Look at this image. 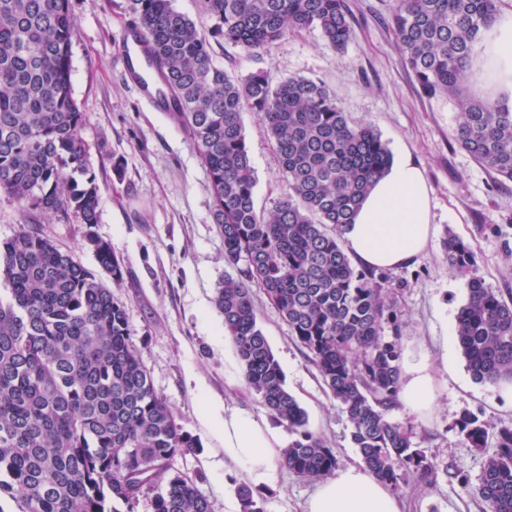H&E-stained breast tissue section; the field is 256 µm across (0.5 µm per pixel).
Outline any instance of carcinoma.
Returning <instances> with one entry per match:
<instances>
[{
  "label": "carcinoma",
  "instance_id": "cac0c4a2",
  "mask_svg": "<svg viewBox=\"0 0 512 512\" xmlns=\"http://www.w3.org/2000/svg\"><path fill=\"white\" fill-rule=\"evenodd\" d=\"M501 0H392L391 26L406 65L427 96L457 101L455 140L501 182H512V112L464 89L480 27ZM204 34L173 0H130L149 37L147 51L172 119L206 169L224 259L240 278L216 288L248 389L296 438L281 453L288 471L310 480L336 473L338 459L307 428L258 325L253 289L287 322L351 424L363 465L397 490L430 482L433 462L412 429L389 419L399 394L402 323L398 291L384 273L354 267L343 233L392 162L381 134L353 121L322 83L291 77L272 85L259 70L235 80L213 62L210 40L246 53L269 52L310 29L337 50L352 35L346 0H200ZM76 35L69 0H0V190L25 216L39 213L85 227V244L118 286L123 267L95 236L99 187L82 136L85 113L70 83ZM265 123L288 182L267 214L242 114ZM448 267L467 277L454 335L478 382L512 383V300L478 274L470 244L450 233ZM458 431L487 456L473 494L486 512H512V426L463 414ZM199 447L156 391L128 330L126 306L72 251L33 224L0 242V497L18 512H211L196 482L172 469ZM241 512H263L253 488L236 489Z\"/></svg>",
  "mask_w": 512,
  "mask_h": 512
}]
</instances>
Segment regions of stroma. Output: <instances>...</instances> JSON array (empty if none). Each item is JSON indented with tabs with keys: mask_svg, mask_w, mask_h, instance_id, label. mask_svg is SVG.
Here are the masks:
<instances>
[{
	"mask_svg": "<svg viewBox=\"0 0 512 512\" xmlns=\"http://www.w3.org/2000/svg\"><path fill=\"white\" fill-rule=\"evenodd\" d=\"M352 35L344 50L327 45L320 32L287 36L270 52L248 54L227 44L212 47L217 65L234 79L263 69L272 83L305 77L335 93L355 121L381 133L390 151L407 147L430 188L437 233L414 263L391 271L402 282L401 347L426 356L436 370L437 407L417 417L403 405L392 421L414 428V443L439 469L430 486L397 490L407 512H483L468 493L477 485L486 455L466 447L456 423L466 412L512 424V395L477 382L453 338L455 316L466 299V281L448 270L447 231L473 248L487 287L512 292V182L500 183L454 141L456 104L422 94L397 48L390 0H347ZM76 36L71 46V88L87 115L82 132L90 168L100 188L94 232L108 241L124 266L114 294L126 306L128 328L155 390L178 423L200 441L176 456L173 467L196 480L212 512H226L245 472L224 462V437L213 421L231 406L271 423L259 396L249 391L232 341L214 306L215 290L238 272L224 260V241L212 219L205 167L187 135L168 113L128 82L118 61V38L130 18L128 0H70ZM255 170L257 211L269 212L288 193L271 137L253 113L243 115ZM41 232L76 251L91 272L99 267L81 245L83 225L36 216ZM258 324L278 360L285 386L307 415V427L325 436L339 465L357 463L346 413L333 399L288 325L263 292L254 295ZM460 469L466 483L448 478ZM314 481L278 468L274 484L256 487L264 512H304Z\"/></svg>",
	"mask_w": 512,
	"mask_h": 512,
	"instance_id": "obj_1",
	"label": "stroma"
}]
</instances>
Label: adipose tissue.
<instances>
[{
	"label": "adipose tissue",
	"instance_id": "1",
	"mask_svg": "<svg viewBox=\"0 0 512 512\" xmlns=\"http://www.w3.org/2000/svg\"><path fill=\"white\" fill-rule=\"evenodd\" d=\"M467 71L471 81L490 80L512 94V10L497 14L475 43ZM436 226L431 220L430 190L413 156L401 152L377 180L344 239L363 266L392 270L407 266L426 249ZM399 397L406 409L423 416L438 395L434 371L426 358L405 356ZM217 426L224 433V458L241 467L256 485L276 478L275 432L252 416L225 409ZM305 512H401L391 489L364 466L352 465L321 481Z\"/></svg>",
	"mask_w": 512,
	"mask_h": 512
}]
</instances>
